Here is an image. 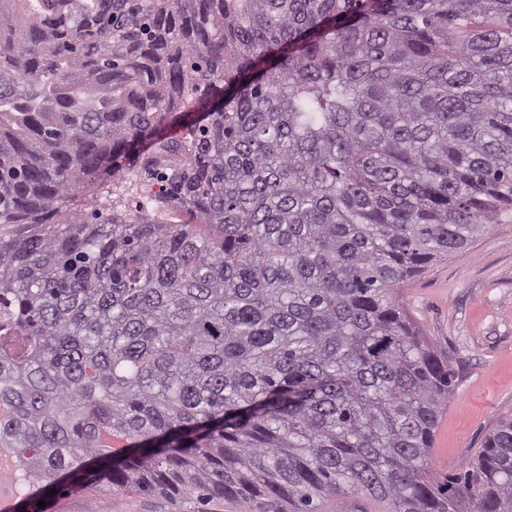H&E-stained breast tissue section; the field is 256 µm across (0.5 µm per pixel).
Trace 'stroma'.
Returning <instances> with one entry per match:
<instances>
[{
  "label": "stroma",
  "instance_id": "1",
  "mask_svg": "<svg viewBox=\"0 0 512 512\" xmlns=\"http://www.w3.org/2000/svg\"><path fill=\"white\" fill-rule=\"evenodd\" d=\"M141 187L139 168L120 167L101 196L103 215L127 218ZM405 305L433 349L460 379L444 406L431 464L438 477L462 472L498 419L512 416V212L434 262L409 288ZM191 500L102 492L49 496L42 512H192Z\"/></svg>",
  "mask_w": 512,
  "mask_h": 512
}]
</instances>
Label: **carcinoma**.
Segmentation results:
<instances>
[{
  "label": "carcinoma",
  "mask_w": 512,
  "mask_h": 512,
  "mask_svg": "<svg viewBox=\"0 0 512 512\" xmlns=\"http://www.w3.org/2000/svg\"><path fill=\"white\" fill-rule=\"evenodd\" d=\"M145 138L177 221H89ZM510 210L512 0H0V448L46 494L512 512V418L431 470L459 374L402 297ZM386 506L362 495H344L317 503V512H386Z\"/></svg>",
  "instance_id": "1"
}]
</instances>
